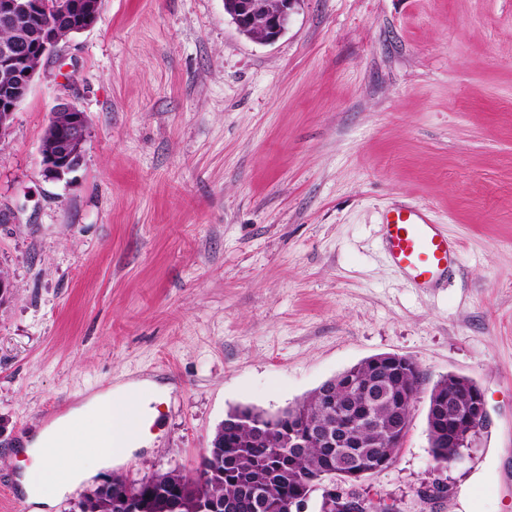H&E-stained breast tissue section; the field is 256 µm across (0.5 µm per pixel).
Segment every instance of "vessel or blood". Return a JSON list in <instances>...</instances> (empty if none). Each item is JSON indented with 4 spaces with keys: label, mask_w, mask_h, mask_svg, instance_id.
I'll use <instances>...</instances> for the list:
<instances>
[{
    "label": "vessel or blood",
    "mask_w": 512,
    "mask_h": 512,
    "mask_svg": "<svg viewBox=\"0 0 512 512\" xmlns=\"http://www.w3.org/2000/svg\"><path fill=\"white\" fill-rule=\"evenodd\" d=\"M386 251L394 265L420 286L436 283L448 272V237L429 217L426 208L405 205L383 217Z\"/></svg>",
    "instance_id": "b4317fda"
}]
</instances>
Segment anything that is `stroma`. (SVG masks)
I'll use <instances>...</instances> for the list:
<instances>
[{
  "mask_svg": "<svg viewBox=\"0 0 512 512\" xmlns=\"http://www.w3.org/2000/svg\"><path fill=\"white\" fill-rule=\"evenodd\" d=\"M90 137L44 178L52 112ZM427 207L455 246L415 286L381 217ZM0 512H30L6 453L108 388L165 397L151 441L71 489L191 473L226 413L276 412L378 354L483 389L489 422L436 472L420 397L363 483L401 512H512V0H300L275 42L223 0H103L45 63L0 143ZM449 498L420 509L435 476Z\"/></svg>",
  "mask_w": 512,
  "mask_h": 512,
  "instance_id": "35a3bbf8",
  "label": "stroma"
}]
</instances>
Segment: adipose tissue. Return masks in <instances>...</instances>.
Here are the masks:
<instances>
[{
	"label": "adipose tissue",
	"mask_w": 512,
	"mask_h": 512,
	"mask_svg": "<svg viewBox=\"0 0 512 512\" xmlns=\"http://www.w3.org/2000/svg\"><path fill=\"white\" fill-rule=\"evenodd\" d=\"M159 396V391L145 393L136 384L100 391L31 431L24 447L31 463L20 484L32 512H50L73 486L85 481L94 470L112 467L140 446L147 426L158 415L154 403ZM74 429L79 431L87 447L86 461L59 468L58 457L74 450L70 436ZM104 436L112 442L111 451H94L93 443Z\"/></svg>",
	"instance_id": "obj_1"
}]
</instances>
